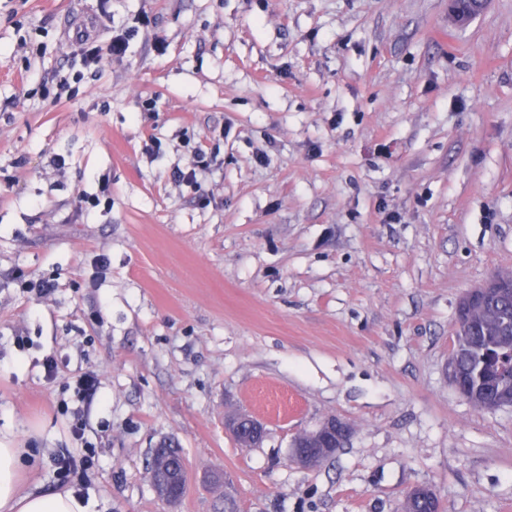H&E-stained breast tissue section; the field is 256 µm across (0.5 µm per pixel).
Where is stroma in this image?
I'll list each match as a JSON object with an SVG mask.
<instances>
[{
    "instance_id": "1",
    "label": "stroma",
    "mask_w": 512,
    "mask_h": 512,
    "mask_svg": "<svg viewBox=\"0 0 512 512\" xmlns=\"http://www.w3.org/2000/svg\"><path fill=\"white\" fill-rule=\"evenodd\" d=\"M81 26L125 55L85 63ZM504 272L512 0L462 27L448 0H0V433L25 485L95 512H402L419 486L512 512V408L450 380L458 305ZM330 417L343 448L294 464ZM68 454L91 465L64 486ZM233 432L241 436L248 445L253 444L254 440L264 437L263 424L254 418L241 416L232 423Z\"/></svg>"
}]
</instances>
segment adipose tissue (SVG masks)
Listing matches in <instances>:
<instances>
[{
	"label": "adipose tissue",
	"mask_w": 512,
	"mask_h": 512,
	"mask_svg": "<svg viewBox=\"0 0 512 512\" xmlns=\"http://www.w3.org/2000/svg\"><path fill=\"white\" fill-rule=\"evenodd\" d=\"M21 449L0 438V512H89L90 505L72 491L46 495L20 481Z\"/></svg>",
	"instance_id": "1"
}]
</instances>
